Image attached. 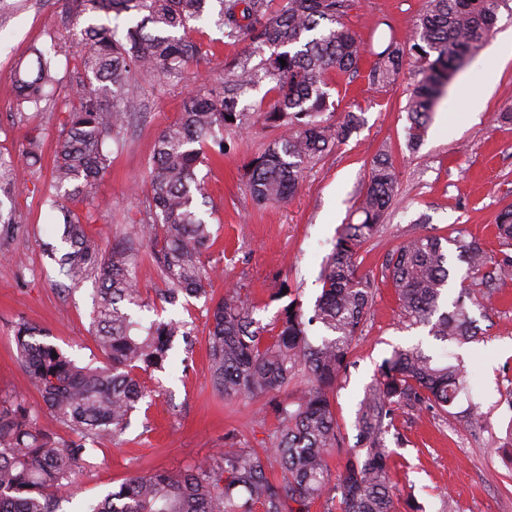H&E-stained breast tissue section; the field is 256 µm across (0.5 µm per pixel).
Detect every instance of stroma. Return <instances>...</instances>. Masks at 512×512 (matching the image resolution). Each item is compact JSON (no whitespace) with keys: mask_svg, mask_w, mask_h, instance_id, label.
<instances>
[{"mask_svg":"<svg viewBox=\"0 0 512 512\" xmlns=\"http://www.w3.org/2000/svg\"><path fill=\"white\" fill-rule=\"evenodd\" d=\"M423 8L424 0H352L345 22L366 50L377 51L382 47L379 19H387L394 37L403 41L413 34ZM65 12L66 0H24L20 11L0 10V156L17 157L30 135L42 146L41 161L28 180L0 189V400L26 402L37 424L52 426L64 439L70 430L53 423L18 363L14 328L22 321L36 324L78 363L102 365L92 327L96 285L90 279L73 285L49 257L62 246L59 213L52 207V168L65 115L18 114L11 71L17 61L31 60L33 48L53 46L64 85L81 83L84 71ZM193 38L205 53L199 66L204 79L218 77L226 56L248 48L244 42L224 45L222 34L205 22L196 24ZM367 74L360 69L351 81L330 87L338 111L360 113L364 123L305 173L286 202L257 206L246 187V164L274 137L260 115H253L246 130L229 136L230 152L202 167L208 195L202 213L212 231L203 260L217 271L211 290L217 297L229 289L239 292L265 325L275 322L284 306L270 298L282 286L291 289L305 314H312L337 230L359 222V195L378 155L388 153L398 174L397 194L379 232L357 257L360 268L376 276L374 302L347 376L336 389L344 442L353 446L364 389L394 349L419 347L457 359L467 387L451 413L398 411L386 437L397 512H512V353L506 349L512 342V281L487 302L481 288L472 290L465 305L481 333L461 345L405 323L394 288L380 276L397 248L421 233L451 238L462 233L481 238L490 250L499 248L490 226L499 210L512 204V123L499 119L512 112V9H500L494 33L454 78L485 92L483 112L445 122L451 99L443 97L418 146H409L406 135L413 72L383 87L370 83ZM195 88L192 81L139 83V115L123 143H108L109 166L94 189L92 205L73 207L101 252L150 223L147 195L130 188L146 177L159 133L179 119ZM135 276L146 302L145 308L135 309V317L181 320L192 336L177 342L166 371L142 375L151 395L133 413L125 433L89 443V467L75 484L55 492L60 512H87L131 474L180 471L215 458L229 434L242 445L261 447L277 425L264 410V398L245 395L227 401L213 389L206 341L209 299L182 297L173 305L159 301L164 282L146 246L136 258ZM472 404L486 415L476 430L463 423Z\"/></svg>","mask_w":512,"mask_h":512,"instance_id":"35a3bbf8","label":"stroma"}]
</instances>
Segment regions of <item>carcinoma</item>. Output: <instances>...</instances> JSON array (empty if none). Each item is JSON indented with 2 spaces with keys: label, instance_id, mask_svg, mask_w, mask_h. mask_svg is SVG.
<instances>
[{
  "label": "carcinoma",
  "instance_id": "cac0c4a2",
  "mask_svg": "<svg viewBox=\"0 0 512 512\" xmlns=\"http://www.w3.org/2000/svg\"><path fill=\"white\" fill-rule=\"evenodd\" d=\"M66 0L67 17L89 13H132L140 20L124 37L107 24L80 30V59L86 81L69 90L56 77L50 52L32 50L35 69L14 72L19 108L42 110L45 89L60 91L68 112L55 151L54 186L59 198L92 205L91 191L107 168L106 139L117 140L136 110L132 81L179 82L200 63L202 51L187 36L191 23L209 21L232 42L249 50L228 56L212 82L199 85L184 106L180 121L158 136L151 169L144 181L156 221L141 236L128 237L99 252L95 240L71 210L58 206L67 251L60 270L75 285L90 276L98 290L93 327L104 366L81 365L47 334L29 323L15 332L18 359L42 396L54 421L73 438L63 440L37 426L23 401H0V512H58L55 490L89 464L87 440L114 439L125 432L132 413L145 398L139 373L164 371L177 337L187 338L186 323L175 319H134L143 307L134 280L136 245L153 248L166 288L160 300L208 294L210 272L200 261L211 239L201 207L206 205L198 167L204 148L224 154V133L245 129L252 113L279 131L263 152L246 165V186L258 205L292 197L305 172L348 141L363 123L360 114L324 119L334 103L330 84L358 74L361 42L344 17L351 0ZM504 0H425L414 34L404 42L389 38L375 53L371 83H394L406 68L414 70L407 113V137L415 146L424 137L444 87L468 64L494 31ZM286 65H281V60ZM273 83L270 99L245 105L250 91ZM232 120H227V117ZM21 177L15 161L0 160V183ZM398 179L387 157L374 161L359 210V224H343L322 280V293L307 317L293 299L267 328L253 317L254 307L228 291L208 309L207 343L214 389L233 400L266 396L265 410L279 426L271 447L258 450L226 442L211 463L171 473L135 474L119 491L108 493L91 512H310L323 501L324 512H394L390 485L391 451L385 436L395 427L400 408L454 406L463 386V369L416 347L397 349L379 365L365 387L357 412L355 447L342 450L343 437L333 393L350 367V354L373 303L374 275L359 271L355 256L379 231ZM493 232L512 246V204L498 212ZM466 277L493 291L512 280V255L488 250L476 237L453 239ZM402 315L411 325L428 327L440 341L476 340L464 299L445 308L452 265L448 238L421 234L402 244L385 263ZM322 334L310 336L307 327ZM302 377L305 387L295 401L276 394ZM345 452L334 476L327 458ZM278 465L282 479L269 470Z\"/></svg>",
  "mask_w": 512,
  "mask_h": 512
}]
</instances>
